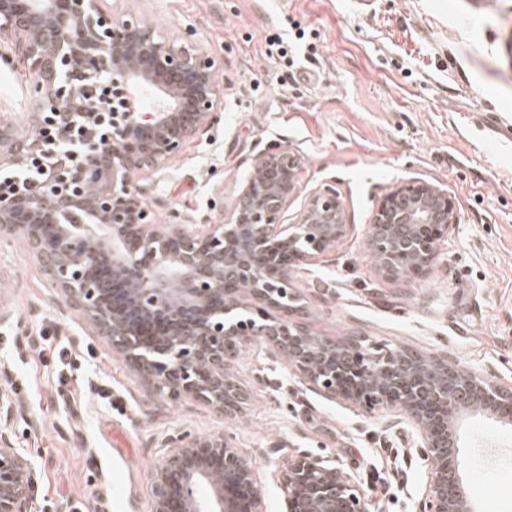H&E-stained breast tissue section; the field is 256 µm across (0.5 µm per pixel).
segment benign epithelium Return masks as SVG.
Wrapping results in <instances>:
<instances>
[{
    "instance_id": "benign-epithelium-1",
    "label": "benign epithelium",
    "mask_w": 512,
    "mask_h": 512,
    "mask_svg": "<svg viewBox=\"0 0 512 512\" xmlns=\"http://www.w3.org/2000/svg\"><path fill=\"white\" fill-rule=\"evenodd\" d=\"M0 42L34 78L38 98L28 132L0 123V173L40 154L55 158L27 189L0 188V240L21 236L51 286L97 335L154 389L189 396L232 414L245 392L235 374L249 345L283 360L297 382L387 418L386 430L412 442L426 473L414 512H474L460 474L457 411L512 424V380L401 347L372 353L292 320L299 264L332 253L350 225L332 191L311 197L287 224L300 163L289 150L258 156L250 179L221 224L154 223L136 180L168 169L189 141L217 120L215 61L194 46L161 37L136 17L112 14L107 0H0ZM103 72L132 94L154 98L147 112L112 113V145L97 144L103 113L75 79ZM53 110L59 139L95 153L46 149ZM457 223L448 194L403 183L377 206L367 244L392 277L423 272ZM155 471L151 512H264L253 462L222 434L179 433ZM284 512H367L359 481L334 457L296 455L277 474ZM37 471L0 432V512H37Z\"/></svg>"
}]
</instances>
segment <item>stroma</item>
Returning <instances> with one entry per match:
<instances>
[{
	"label": "stroma",
	"instance_id": "1",
	"mask_svg": "<svg viewBox=\"0 0 512 512\" xmlns=\"http://www.w3.org/2000/svg\"><path fill=\"white\" fill-rule=\"evenodd\" d=\"M192 43L223 92L208 137L189 141L144 200L161 224H215L264 152L301 161L284 211L333 190L351 226L336 251L293 272L300 321L512 378V0H109ZM301 35L295 66L268 56ZM33 81L0 45V119L26 129ZM448 193L458 222L427 273L380 271L366 230L397 185ZM0 395L6 433L38 474V512H150L173 432L223 433L255 464L266 512L275 474L307 452L340 459L369 512H411L424 471L378 415L298 388L288 367L244 353L239 412L168 400L51 288L20 238L0 241ZM462 476L479 512H512V425L466 421Z\"/></svg>",
	"mask_w": 512,
	"mask_h": 512
}]
</instances>
